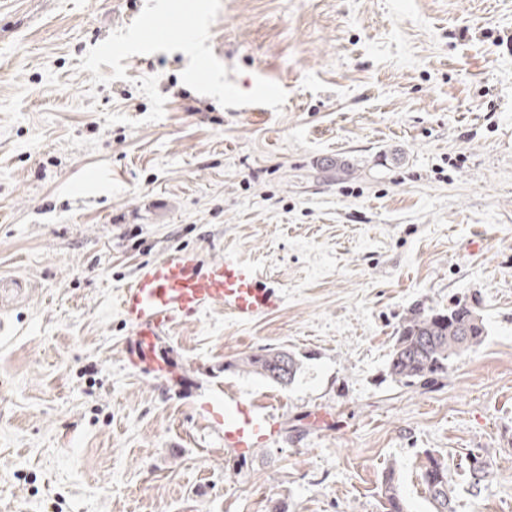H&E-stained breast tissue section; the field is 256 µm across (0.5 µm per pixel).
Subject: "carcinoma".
Wrapping results in <instances>:
<instances>
[{
	"instance_id": "cac0c4a2",
	"label": "carcinoma",
	"mask_w": 512,
	"mask_h": 512,
	"mask_svg": "<svg viewBox=\"0 0 512 512\" xmlns=\"http://www.w3.org/2000/svg\"><path fill=\"white\" fill-rule=\"evenodd\" d=\"M487 336L484 317L477 306L458 301L446 310L414 306L399 324L388 363L389 374L408 384L425 382L448 372L453 362L479 348ZM288 371L281 373L280 364ZM243 365L263 378L279 384L294 382L298 362L294 353L269 349L243 360ZM421 479L434 512H454L453 489L448 482V464L433 451L424 452ZM469 472L473 487L486 481L492 463L476 454L470 456ZM383 512H404L395 473L388 470L381 481Z\"/></svg>"
}]
</instances>
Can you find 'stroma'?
Masks as SVG:
<instances>
[{"label":"stroma","instance_id":"obj_1","mask_svg":"<svg viewBox=\"0 0 512 512\" xmlns=\"http://www.w3.org/2000/svg\"><path fill=\"white\" fill-rule=\"evenodd\" d=\"M182 248L285 295L169 341L275 402L247 459L123 366L119 291ZM458 299L482 346L392 379L407 310ZM264 348L292 384L238 368ZM428 450L455 512H512V0H0V512H381L390 469L432 512ZM421 479L426 488L433 512H455L453 489L448 482V465L434 451H425Z\"/></svg>","mask_w":512,"mask_h":512}]
</instances>
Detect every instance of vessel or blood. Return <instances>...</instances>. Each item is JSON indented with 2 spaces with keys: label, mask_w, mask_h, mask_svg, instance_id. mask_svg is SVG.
I'll return each mask as SVG.
<instances>
[{
  "label": "vessel or blood",
  "mask_w": 512,
  "mask_h": 512,
  "mask_svg": "<svg viewBox=\"0 0 512 512\" xmlns=\"http://www.w3.org/2000/svg\"><path fill=\"white\" fill-rule=\"evenodd\" d=\"M283 302L280 289L264 285L260 271L234 254L218 260L183 249L141 263L118 303L130 330L124 366L172 381L226 453L249 457L255 449L273 446L280 439L274 404L225 390L220 383L200 390L194 376L175 371L166 339L179 325L217 304L235 321L249 324L278 311Z\"/></svg>",
  "instance_id": "vessel-or-blood-1"
}]
</instances>
